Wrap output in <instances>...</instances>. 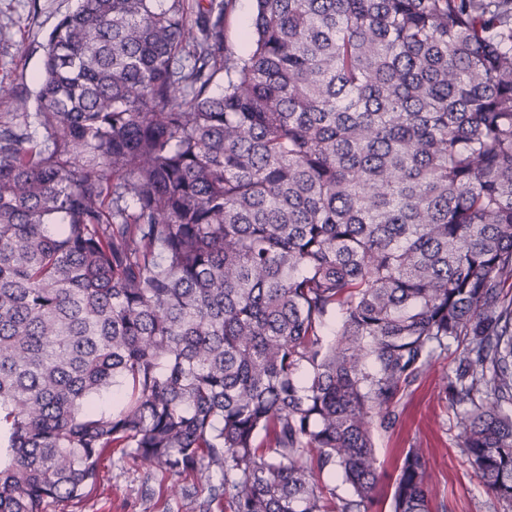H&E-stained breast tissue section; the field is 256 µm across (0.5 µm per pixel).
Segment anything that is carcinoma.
Masks as SVG:
<instances>
[{
  "instance_id": "obj_1",
  "label": "carcinoma",
  "mask_w": 512,
  "mask_h": 512,
  "mask_svg": "<svg viewBox=\"0 0 512 512\" xmlns=\"http://www.w3.org/2000/svg\"><path fill=\"white\" fill-rule=\"evenodd\" d=\"M232 4L78 0L35 97L0 81V512L115 454L202 512H373L374 428L447 342L512 509V0H256L244 56ZM393 487L431 512L424 449ZM255 3L254 0H235L234 7L225 20L226 44L230 51L238 55H244L250 49L245 32L251 29Z\"/></svg>"
}]
</instances>
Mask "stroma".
Instances as JSON below:
<instances>
[{
	"mask_svg": "<svg viewBox=\"0 0 512 512\" xmlns=\"http://www.w3.org/2000/svg\"><path fill=\"white\" fill-rule=\"evenodd\" d=\"M76 0H0V79L34 92L43 70V43L58 19L75 9ZM255 0H235L225 20L226 44L246 54L245 37L255 15ZM455 350L442 351L400 399L393 424L377 428L375 446L382 480L379 508L389 512L392 481L402 454L410 448L427 449L434 498L432 512H503L492 506L474 478L460 448L459 430L446 386L458 365ZM170 476L150 472L131 459H110L97 487L65 512H200L207 492L195 487L186 495L171 496Z\"/></svg>",
	"mask_w": 512,
	"mask_h": 512,
	"instance_id": "obj_1",
	"label": "stroma"
}]
</instances>
